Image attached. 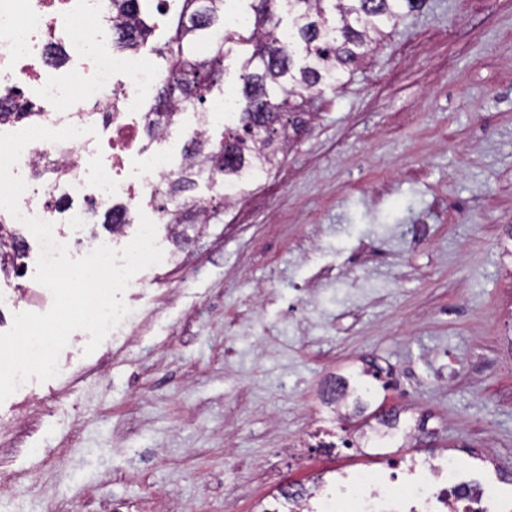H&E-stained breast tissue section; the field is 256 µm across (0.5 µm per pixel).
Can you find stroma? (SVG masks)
<instances>
[{
  "label": "stroma",
  "instance_id": "stroma-1",
  "mask_svg": "<svg viewBox=\"0 0 512 512\" xmlns=\"http://www.w3.org/2000/svg\"><path fill=\"white\" fill-rule=\"evenodd\" d=\"M307 110L244 198L199 184L218 210L200 232L157 224L164 258L124 294L134 323L88 356L71 335L26 391L28 433L0 404V512H260L289 484L444 452L512 512V0H423ZM369 364L391 382L324 420L329 381ZM391 406L418 438L342 447ZM316 433L329 449L284 456Z\"/></svg>",
  "mask_w": 512,
  "mask_h": 512
}]
</instances>
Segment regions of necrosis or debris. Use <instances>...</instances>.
I'll return each instance as SVG.
<instances>
[{"label": "necrosis or debris", "instance_id": "necrosis-or-debris-1", "mask_svg": "<svg viewBox=\"0 0 512 512\" xmlns=\"http://www.w3.org/2000/svg\"><path fill=\"white\" fill-rule=\"evenodd\" d=\"M110 12L111 0H0V103L15 97L32 102L37 113L32 121L13 119L10 128L36 123L84 130L65 142L29 143L12 169L27 184L21 212L54 224L60 244L93 235L84 205L136 211L179 172L168 154L144 142L142 91L161 74L142 51L113 42ZM80 19L95 20L96 34L74 36ZM65 224L74 225L75 234L62 232ZM496 495L494 484L461 481L459 461L444 456L396 495L363 473L319 489L315 512H341L345 503L354 512H488Z\"/></svg>", "mask_w": 512, "mask_h": 512}]
</instances>
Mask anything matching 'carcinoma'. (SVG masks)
Listing matches in <instances>:
<instances>
[{
    "label": "carcinoma",
    "instance_id": "carcinoma-1",
    "mask_svg": "<svg viewBox=\"0 0 512 512\" xmlns=\"http://www.w3.org/2000/svg\"><path fill=\"white\" fill-rule=\"evenodd\" d=\"M149 0H112V27L128 45L142 48L153 32ZM244 42L251 51L240 65L241 89L235 96L233 122L207 143L193 161L153 196L156 211L167 224H205L208 208L195 199L197 179L213 184L231 180L239 194L269 175L303 124V107L320 87L337 86L421 0H249ZM172 32L155 49L164 61L163 77L148 128L189 108L206 112L208 95L224 73V0H171ZM25 240L0 224V273L15 266Z\"/></svg>",
    "mask_w": 512,
    "mask_h": 512
}]
</instances>
